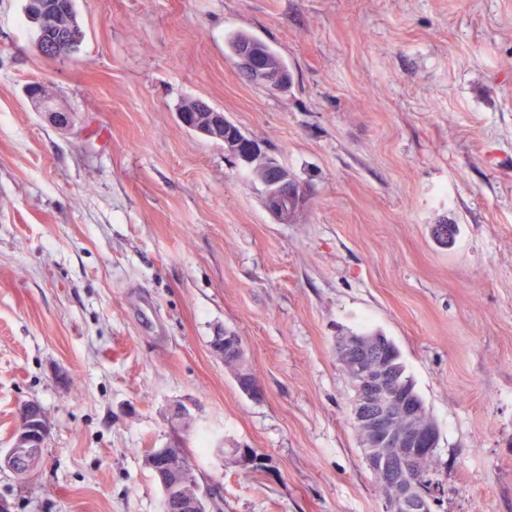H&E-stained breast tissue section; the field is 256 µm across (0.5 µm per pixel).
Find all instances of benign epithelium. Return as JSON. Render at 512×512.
I'll use <instances>...</instances> for the list:
<instances>
[{
	"label": "benign epithelium",
	"mask_w": 512,
	"mask_h": 512,
	"mask_svg": "<svg viewBox=\"0 0 512 512\" xmlns=\"http://www.w3.org/2000/svg\"><path fill=\"white\" fill-rule=\"evenodd\" d=\"M41 54L47 59L68 56L71 40L61 29L45 27L41 32ZM238 65L247 79L264 72L263 56L257 46L244 44L234 53ZM27 98L42 102L41 109L58 128L71 123V113L53 103L45 85L30 88ZM180 123L187 129L220 143L230 151L238 163L247 164L251 156L260 152L255 141L244 142L235 124L224 113L210 110L178 113ZM266 210L280 221H288L305 203L306 194L285 173L276 160L268 163L267 175L261 182ZM363 344L352 333L341 338L342 355L339 363L351 379L354 397L351 415L364 432L363 447L367 448L365 461L375 480L392 488L393 495L385 501L384 512H431L435 492L426 490L427 477L412 467L413 461L426 456L437 446L439 432L433 424L413 423L397 432L392 428L399 416L413 418L418 405L398 396L392 370L385 362H364L358 357ZM212 351L220 356L242 352L241 339L218 332L212 337ZM50 425L41 416L39 405L25 402L18 411V426L10 448L0 454V468L10 471L19 467L31 473L39 463L42 447L49 435ZM151 469L167 496L168 512H212L215 500L207 494L187 495L181 492L186 477L183 451L174 446L151 450Z\"/></svg>",
	"instance_id": "1"
}]
</instances>
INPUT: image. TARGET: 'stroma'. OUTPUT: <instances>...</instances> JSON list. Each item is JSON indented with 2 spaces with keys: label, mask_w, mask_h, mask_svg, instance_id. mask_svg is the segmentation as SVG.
<instances>
[{
  "label": "stroma",
  "mask_w": 512,
  "mask_h": 512,
  "mask_svg": "<svg viewBox=\"0 0 512 512\" xmlns=\"http://www.w3.org/2000/svg\"><path fill=\"white\" fill-rule=\"evenodd\" d=\"M39 52L0 0V451L51 430L12 512H162L174 405L220 512H383L336 340L400 348L439 430L433 512H512V0H76ZM288 64L248 81L226 40ZM48 85L72 123L27 98ZM201 98L307 195L291 221L178 107ZM456 225L451 246L433 225ZM239 336L263 394L211 350ZM59 1L54 19L59 20V23L68 30L72 40V52L70 53V55H72L79 50L83 40V32L77 21L75 0ZM25 11L36 26V42L40 51L42 49L41 54L47 59H58L68 56L71 50V40L69 36L61 29L46 26L42 30L39 39L41 21L38 17V13L27 7V5H25ZM42 408L34 402H24L18 411V426L12 438L10 448L0 454V468L10 471L19 467L25 474H30L38 465L42 447L49 435L50 425L41 416ZM23 472L15 473L26 476Z\"/></svg>",
  "instance_id": "1"
}]
</instances>
